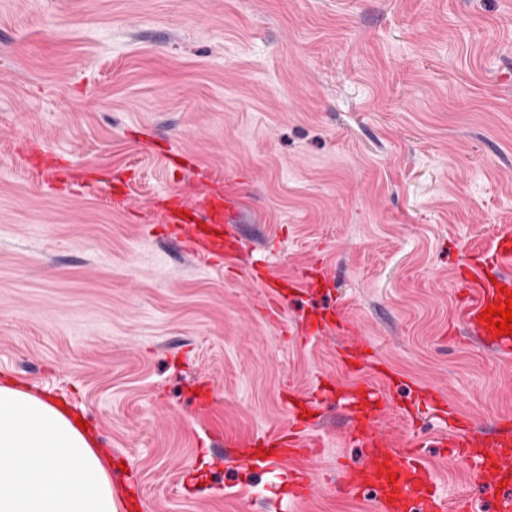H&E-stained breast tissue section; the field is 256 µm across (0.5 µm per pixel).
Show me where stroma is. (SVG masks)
Segmentation results:
<instances>
[{
	"instance_id": "obj_1",
	"label": "stroma",
	"mask_w": 512,
	"mask_h": 512,
	"mask_svg": "<svg viewBox=\"0 0 512 512\" xmlns=\"http://www.w3.org/2000/svg\"><path fill=\"white\" fill-rule=\"evenodd\" d=\"M223 188L244 261L329 273L287 317L340 307L370 367L163 234L156 198ZM507 226L512 0H0V380L86 422L132 492L116 512H374L331 489L361 459L342 407L306 430L322 492L224 462L323 379L389 391L400 443L440 437L398 410L428 390L512 419V359L448 333L457 259ZM422 454L441 494L471 491L451 449Z\"/></svg>"
}]
</instances>
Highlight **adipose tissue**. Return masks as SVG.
<instances>
[{"instance_id": "1", "label": "adipose tissue", "mask_w": 512, "mask_h": 512, "mask_svg": "<svg viewBox=\"0 0 512 512\" xmlns=\"http://www.w3.org/2000/svg\"><path fill=\"white\" fill-rule=\"evenodd\" d=\"M111 468L67 410L0 385V512H116Z\"/></svg>"}]
</instances>
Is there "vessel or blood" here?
Masks as SVG:
<instances>
[{"mask_svg":"<svg viewBox=\"0 0 512 512\" xmlns=\"http://www.w3.org/2000/svg\"><path fill=\"white\" fill-rule=\"evenodd\" d=\"M166 225L181 226L182 238L189 252L207 262L225 264L238 277L249 271L239 261L238 241L230 225L246 220L237 200L226 193L211 191L192 202L176 201L163 210ZM261 285L268 295L266 316L279 321L283 314L282 293L278 279L265 276ZM512 293V230L500 231L490 247L478 250L459 264L454 284L458 322L468 335L478 337L498 357L512 356V336L502 335L482 316L489 307L502 306ZM364 391L375 407L367 418L353 417L350 440L362 453V461L347 468L336 479L337 491L357 494L374 491L376 512H448V501L435 488L430 470L418 451L426 447L425 437L396 443L383 417L389 406L386 391L365 386ZM305 422L286 429L267 431L265 440L274 453L269 467L280 471L288 484V494L305 498L318 492L310 462L313 443L305 435ZM443 442L474 465V484L478 491L495 502L494 512H512V426L496 425L492 432L480 433L470 423L446 427Z\"/></svg>","mask_w":512,"mask_h":512,"instance_id":"obj_1","label":"vessel or blood"}]
</instances>
